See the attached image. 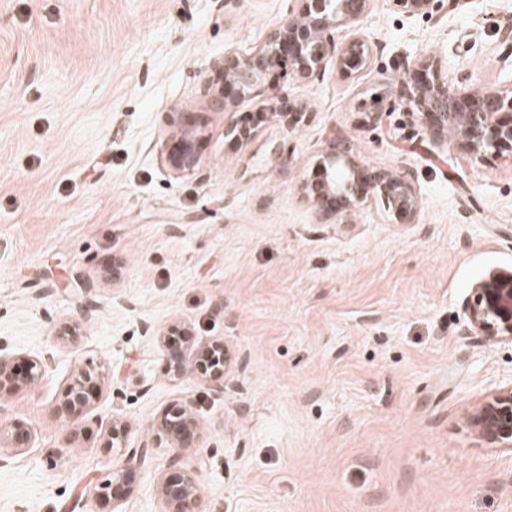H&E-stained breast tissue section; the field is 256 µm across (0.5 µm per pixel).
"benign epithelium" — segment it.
Returning <instances> with one entry per match:
<instances>
[{
	"instance_id": "benign-epithelium-1",
	"label": "benign epithelium",
	"mask_w": 512,
	"mask_h": 512,
	"mask_svg": "<svg viewBox=\"0 0 512 512\" xmlns=\"http://www.w3.org/2000/svg\"><path fill=\"white\" fill-rule=\"evenodd\" d=\"M299 10L277 25L264 44L249 54L224 55L223 72L232 79L225 82L232 98L245 100L270 87L269 78L291 76L310 82L323 72L328 61L347 79L366 70L372 60V42L359 33L360 22L371 0H300ZM396 10L409 15H433L442 9V0H392ZM347 26L356 33L337 44L333 30ZM440 59L432 54L403 63L408 78H391L394 100L412 114L421 117L430 140L444 138L463 146L478 158L489 151L512 156V91L488 90L476 96L470 90L458 91L441 79ZM310 114L309 107L298 101L285 102V95L272 94L265 111L249 125L230 126L226 135L237 143L249 141L267 116L285 119L294 130ZM197 139H181L170 153V164L178 169L192 168L198 161ZM348 138L341 136L322 153L313 174L303 183L305 197L326 215L353 210L379 200L400 224L416 217L420 199L412 181L403 173L373 171L356 164ZM469 333L491 343L512 341V271H491L474 284L462 301ZM191 326L174 321L155 333L158 343L168 351V374L176 381L194 379L224 393V374L232 367L234 353L224 341L203 346L190 343ZM51 350L23 361L24 369L9 356L0 354V389L37 387L54 369ZM104 370L87 367L68 380L61 405L62 415L76 420L88 413L90 398L100 390ZM469 426L481 441L496 448L512 449V384L492 390L468 418ZM108 447L122 451V461L112 468L103 487L112 490V499L120 501L135 490L138 469L165 449L168 471L160 480L158 493L176 507L175 512H203L202 492L196 473L184 466L183 451L202 435L195 404L181 400L167 406L150 422L147 437L132 442V427L119 417L109 423ZM12 447L22 449L31 439L23 422L14 419L0 423V437Z\"/></svg>"
}]
</instances>
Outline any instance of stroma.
<instances>
[{
  "instance_id": "35a3bbf8",
  "label": "stroma",
  "mask_w": 512,
  "mask_h": 512,
  "mask_svg": "<svg viewBox=\"0 0 512 512\" xmlns=\"http://www.w3.org/2000/svg\"><path fill=\"white\" fill-rule=\"evenodd\" d=\"M297 0H0V352L39 355L58 324L57 366L33 389L0 392L30 447L0 444V512H168L167 456L133 494L102 485L118 460L104 418L136 434L168 404L196 402L203 435L184 455L204 512H512V451L471 433L472 405L512 381V343L463 327L461 301L512 269V157L449 145L397 108L365 125L404 59L436 55L454 87L506 90L512 0H464L440 18L372 0L376 45L350 80L327 66L285 82L311 112L248 143L228 124L265 96L227 103L225 53H248ZM186 116L199 162L169 153ZM355 161L401 170L421 206L396 223L381 202L318 214L303 182L332 130ZM180 320L235 353L223 397L172 380L154 331ZM87 366L104 389L75 424L59 412Z\"/></svg>"
}]
</instances>
